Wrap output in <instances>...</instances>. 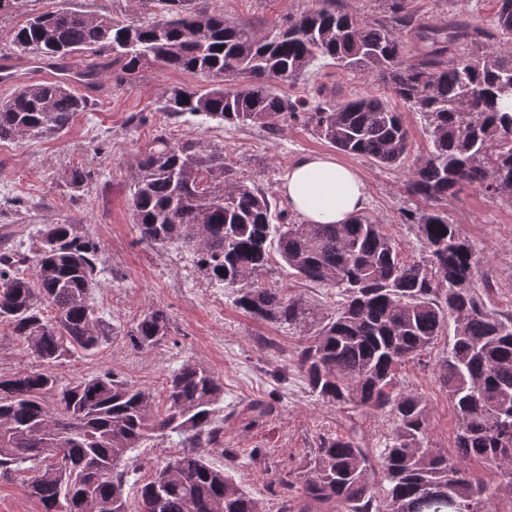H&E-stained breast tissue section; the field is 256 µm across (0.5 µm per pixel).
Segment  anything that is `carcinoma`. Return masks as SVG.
Instances as JSON below:
<instances>
[{
  "label": "carcinoma",
  "instance_id": "1",
  "mask_svg": "<svg viewBox=\"0 0 512 512\" xmlns=\"http://www.w3.org/2000/svg\"><path fill=\"white\" fill-rule=\"evenodd\" d=\"M125 2L124 20L71 7L32 16L15 27L12 43L44 64L89 58L75 72L86 85L109 67L121 83L145 63L212 78L208 89H166L174 122L199 117L272 136L301 124L345 154L407 169V190L431 202L410 219L426 256L408 261L366 213L343 224L295 222L273 196L241 182L224 153L194 139L161 132L132 162L141 240L183 244L237 307L310 336L296 364L316 400L336 408L343 431L320 437L299 482L275 479L295 501L282 512H449L450 498L454 512H493L495 489L471 477L467 462L500 470L512 489V316L490 307L475 245L438 204L463 186L512 198V0H498L488 27L460 16L425 23L399 0L373 20L339 0H315L268 35L199 0ZM321 61L389 85L423 119L424 153L412 154L402 113L381 98L322 86L293 98L278 89ZM225 80L235 86L224 88ZM88 109L66 81H21L0 100V140L60 133ZM93 180L73 168L68 184ZM273 250L288 274L335 291L333 312L261 283ZM34 258L29 277L24 255L0 253V323L38 362L0 374V476L34 473L27 493L42 512H104L107 500L124 498L119 466L127 452L155 434L175 435L187 451L140 484L138 512H267L203 452L224 449V422L215 418L224 386L203 365L187 359L172 371L162 414L152 392L110 370L58 380L52 364L72 350H95L108 334L91 302L100 246L74 224H48ZM449 330L438 377L459 419L452 455L429 446L425 401L398 381L399 369ZM169 333L167 315L152 310L125 336L147 349ZM269 412L257 401L242 415L253 425ZM378 413L392 426L374 445L365 423ZM53 429L66 435L61 458L43 451Z\"/></svg>",
  "mask_w": 512,
  "mask_h": 512
}]
</instances>
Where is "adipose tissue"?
<instances>
[{
  "mask_svg": "<svg viewBox=\"0 0 512 512\" xmlns=\"http://www.w3.org/2000/svg\"><path fill=\"white\" fill-rule=\"evenodd\" d=\"M289 209L309 224H341L363 209L367 188L358 172L326 154L298 158L283 177Z\"/></svg>",
  "mask_w": 512,
  "mask_h": 512,
  "instance_id": "ef3b65f1",
  "label": "adipose tissue"
}]
</instances>
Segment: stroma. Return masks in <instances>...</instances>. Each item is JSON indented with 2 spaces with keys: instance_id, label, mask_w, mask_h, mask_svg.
<instances>
[{
  "instance_id": "1",
  "label": "stroma",
  "mask_w": 512,
  "mask_h": 512,
  "mask_svg": "<svg viewBox=\"0 0 512 512\" xmlns=\"http://www.w3.org/2000/svg\"><path fill=\"white\" fill-rule=\"evenodd\" d=\"M206 3L261 35L310 6L309 0ZM64 6L109 12L119 19L125 16L122 0H28L17 14L0 19V56H10L16 69L29 71L26 58L11 43L13 29L28 14ZM405 7L424 21L444 22L455 14L480 25L490 24L498 9L497 0H405ZM173 85L206 89L211 82L193 73L146 64L127 82L117 85L106 80L88 92L91 109L80 113L62 133L0 141V249L10 245L31 253L46 224L76 225L81 234L98 242L104 271L93 303L114 332L94 352L64 353L52 367L59 381L111 369L161 399L172 370L193 358L224 385L225 449L209 451V461L230 470L244 490L262 498L267 512H279L282 497L275 477L305 472L311 448L321 436L338 429L335 408L311 396L295 364L296 352L307 338L300 330L254 319L237 308L231 296L193 263L186 248L140 240L129 198L131 162L164 131L223 151L240 181L276 196L297 158L328 154L332 148L300 125L272 137L258 127H234L214 120L173 123L162 109L163 95ZM320 85L342 87L348 96L385 92L380 82L333 67L282 83L281 89L301 97ZM342 161L356 168L367 186L365 212L384 224L405 259L421 260L417 228L407 224L406 217L427 209L428 204L407 192L403 170L348 155ZM77 166L95 175L80 191L66 183L69 170ZM442 207L449 221L476 246L494 285L489 295L492 306L499 313L512 314V200L465 187ZM261 280L322 311L333 308L330 290L290 276L279 257H272ZM151 309L167 313L170 334L155 347L134 349L125 332ZM447 346V337H439L422 361L403 366L400 382L425 398L430 445L449 453L459 421L438 380V362ZM259 399L273 403V415L260 427H244L238 409ZM254 448L260 451L255 458L250 455ZM181 450L176 441L154 437L126 454L120 466L132 479L125 487L129 512L139 508L138 483L151 478L158 464Z\"/></svg>"
}]
</instances>
